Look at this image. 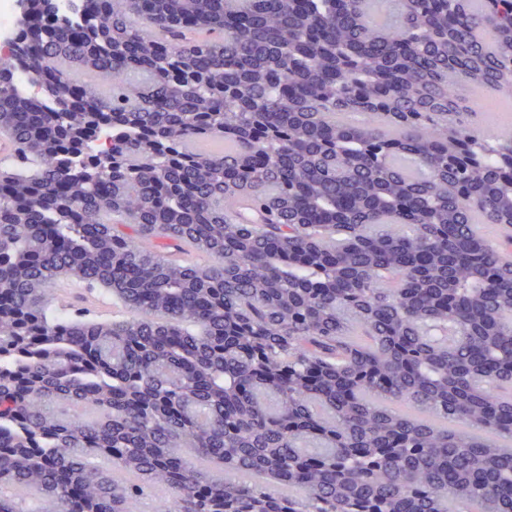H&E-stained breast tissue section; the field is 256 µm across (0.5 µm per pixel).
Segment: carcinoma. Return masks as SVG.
Listing matches in <instances>:
<instances>
[{
  "label": "carcinoma",
  "instance_id": "cac0c4a2",
  "mask_svg": "<svg viewBox=\"0 0 512 512\" xmlns=\"http://www.w3.org/2000/svg\"><path fill=\"white\" fill-rule=\"evenodd\" d=\"M369 2L23 0L0 512H512V0Z\"/></svg>",
  "mask_w": 512,
  "mask_h": 512
}]
</instances>
